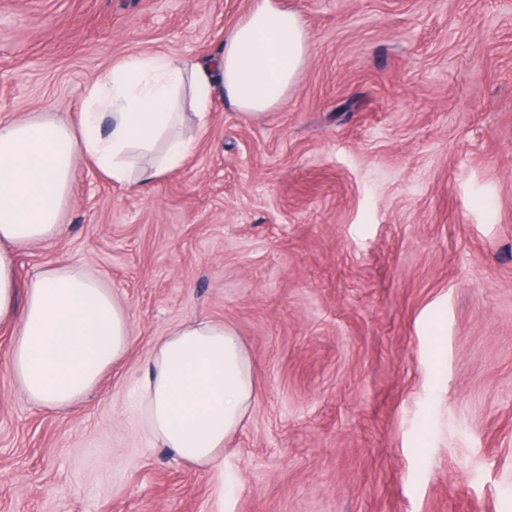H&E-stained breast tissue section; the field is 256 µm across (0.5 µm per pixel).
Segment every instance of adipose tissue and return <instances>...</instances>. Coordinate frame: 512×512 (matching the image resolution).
<instances>
[{
    "instance_id": "1",
    "label": "adipose tissue",
    "mask_w": 512,
    "mask_h": 512,
    "mask_svg": "<svg viewBox=\"0 0 512 512\" xmlns=\"http://www.w3.org/2000/svg\"><path fill=\"white\" fill-rule=\"evenodd\" d=\"M301 17L280 0H254L225 35L214 62L134 54L91 81L77 123L0 118V324L15 328L6 356L13 384L31 402H81L127 354L124 306L101 282L68 264L23 279L18 253L58 235L79 163L110 181L149 183L180 169L216 88L246 120L278 106L306 64ZM257 398L250 356L235 328L189 320L155 345L139 382V423L154 444L208 469L224 456Z\"/></svg>"
}]
</instances>
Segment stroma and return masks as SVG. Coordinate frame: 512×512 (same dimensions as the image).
I'll use <instances>...</instances> for the list:
<instances>
[{
	"mask_svg": "<svg viewBox=\"0 0 512 512\" xmlns=\"http://www.w3.org/2000/svg\"><path fill=\"white\" fill-rule=\"evenodd\" d=\"M306 64L246 120L215 92L185 167L80 164L62 261L135 344L86 400L3 362L0 512H512V0H280ZM252 0H0V117L73 122L134 53L214 60ZM189 319L234 326L259 397L200 470L140 431L135 385Z\"/></svg>",
	"mask_w": 512,
	"mask_h": 512,
	"instance_id": "1",
	"label": "stroma"
}]
</instances>
